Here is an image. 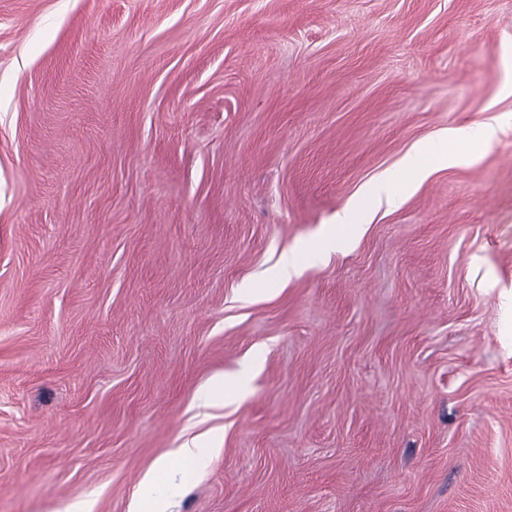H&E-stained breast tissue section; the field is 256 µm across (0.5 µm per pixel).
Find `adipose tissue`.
<instances>
[{
  "label": "adipose tissue",
  "mask_w": 512,
  "mask_h": 512,
  "mask_svg": "<svg viewBox=\"0 0 512 512\" xmlns=\"http://www.w3.org/2000/svg\"><path fill=\"white\" fill-rule=\"evenodd\" d=\"M497 134V124L487 121L476 128L460 129L452 136L443 135L437 140L417 145L402 159L397 171L377 177L357 197L350 210L337 214L334 225L329 226L318 246L285 252L277 265V277L289 280L301 275L306 267L320 262L327 252L340 249L344 244V233L358 230L372 209L398 204L418 181L456 163L457 155L449 153L446 148L448 139L458 140L468 151L478 152L495 142Z\"/></svg>",
  "instance_id": "ef3b65f1"
}]
</instances>
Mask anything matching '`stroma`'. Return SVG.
<instances>
[{
    "mask_svg": "<svg viewBox=\"0 0 512 512\" xmlns=\"http://www.w3.org/2000/svg\"><path fill=\"white\" fill-rule=\"evenodd\" d=\"M510 284L512 0H0V512H512ZM498 126L493 121L479 124L475 129H460L451 134V137L460 141L468 151L478 152L488 148L496 141ZM447 142L448 131L436 141L414 147L402 159L399 170L377 177L357 197L350 210L336 214L334 224L329 225L318 246L285 252L278 262L276 276L289 281L301 275L306 267L320 262L327 252L339 250L345 242L342 233L357 231L372 209L398 204L418 181L456 163L459 156L448 152L445 148ZM220 449L221 448H211V446L199 444L194 440L185 442L178 448H173L159 467L146 475L142 489H153L156 486L155 475L169 470L174 466L190 463L194 470L205 466L207 461Z\"/></svg>",
    "mask_w": 512,
    "mask_h": 512,
    "instance_id": "obj_1",
    "label": "stroma"
}]
</instances>
